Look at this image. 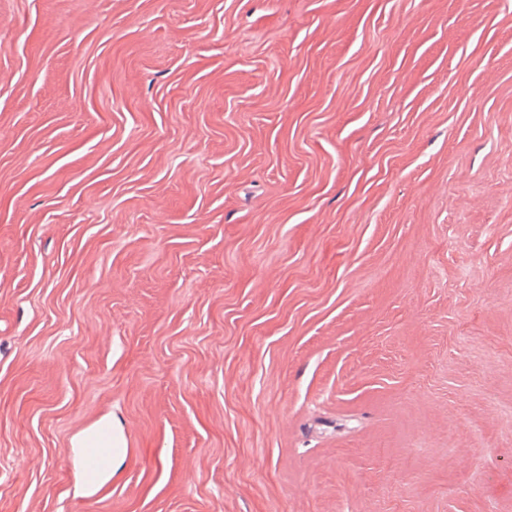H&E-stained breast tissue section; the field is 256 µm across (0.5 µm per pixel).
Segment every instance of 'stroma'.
Instances as JSON below:
<instances>
[{"label": "stroma", "mask_w": 512, "mask_h": 512, "mask_svg": "<svg viewBox=\"0 0 512 512\" xmlns=\"http://www.w3.org/2000/svg\"><path fill=\"white\" fill-rule=\"evenodd\" d=\"M0 512H512V0H0ZM99 430V432L95 435V439L92 442V446H89L88 442L91 439L92 435L95 431ZM109 433L112 434V431L107 427L103 426L101 429H95L87 438L84 447H97L95 452L91 455H84L83 463L86 470L94 469L98 466L99 462L102 460L108 448H98L103 445L111 446V441L109 437Z\"/></svg>", "instance_id": "1"}]
</instances>
